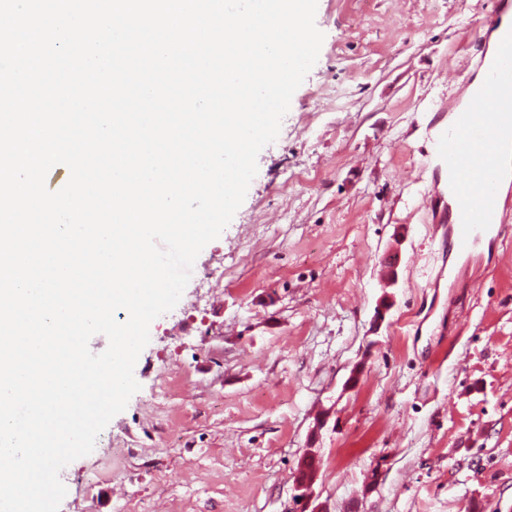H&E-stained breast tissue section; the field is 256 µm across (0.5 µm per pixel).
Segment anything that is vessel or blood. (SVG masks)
Here are the masks:
<instances>
[{"mask_svg": "<svg viewBox=\"0 0 512 512\" xmlns=\"http://www.w3.org/2000/svg\"><path fill=\"white\" fill-rule=\"evenodd\" d=\"M512 0H498L489 27L496 34L486 66L483 92L465 104L454 103L449 116H437L428 153L448 167L449 185H432L425 205L445 221L449 252L467 255L493 232H503L512 204L499 203L502 175L499 146L512 140Z\"/></svg>", "mask_w": 512, "mask_h": 512, "instance_id": "obj_1", "label": "vessel or blood"}]
</instances>
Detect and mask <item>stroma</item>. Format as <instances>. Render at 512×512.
Instances as JSON below:
<instances>
[{
  "mask_svg": "<svg viewBox=\"0 0 512 512\" xmlns=\"http://www.w3.org/2000/svg\"><path fill=\"white\" fill-rule=\"evenodd\" d=\"M494 10L318 0L316 64L59 512H299L311 447L323 512H512V228L463 272L424 209ZM300 469L294 484V499L297 502L310 506L314 499V489L316 478L320 471V461L313 452L304 454L300 461Z\"/></svg>",
  "mask_w": 512,
  "mask_h": 512,
  "instance_id": "1",
  "label": "stroma"
}]
</instances>
